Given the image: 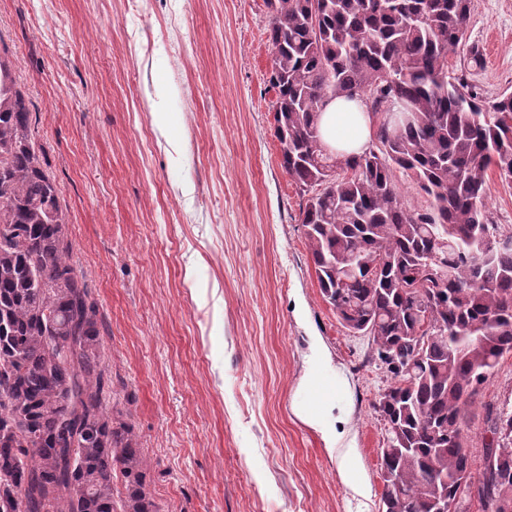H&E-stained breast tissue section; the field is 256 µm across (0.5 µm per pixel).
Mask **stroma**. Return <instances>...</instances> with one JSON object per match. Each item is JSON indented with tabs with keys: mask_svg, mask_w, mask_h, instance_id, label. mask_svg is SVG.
<instances>
[{
	"mask_svg": "<svg viewBox=\"0 0 512 512\" xmlns=\"http://www.w3.org/2000/svg\"><path fill=\"white\" fill-rule=\"evenodd\" d=\"M269 23L266 0H0L148 491L165 512H379L390 375L320 294L274 134ZM468 43L480 65L450 72L512 92V0H472ZM316 342L329 363L309 391ZM340 378L352 487L299 416ZM504 407L512 354L469 410L474 454Z\"/></svg>",
	"mask_w": 512,
	"mask_h": 512,
	"instance_id": "35a3bbf8",
	"label": "stroma"
}]
</instances>
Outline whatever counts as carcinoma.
<instances>
[{
  "label": "carcinoma",
  "instance_id": "cac0c4a2",
  "mask_svg": "<svg viewBox=\"0 0 512 512\" xmlns=\"http://www.w3.org/2000/svg\"><path fill=\"white\" fill-rule=\"evenodd\" d=\"M281 166L307 199L301 224L318 286L342 325L372 339L391 383L384 512H466L465 413L512 352V226L492 221L488 171L512 184V92L462 91L470 0H267ZM379 121L362 154L323 145L327 96ZM33 113L0 54V512H162L121 411L97 303L79 275ZM426 204L404 199L396 173ZM479 500L512 504V411L492 419Z\"/></svg>",
  "mask_w": 512,
  "mask_h": 512
}]
</instances>
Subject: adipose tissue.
Returning a JSON list of instances; mask_svg holds the SVG:
<instances>
[{
	"instance_id": "1",
	"label": "adipose tissue",
	"mask_w": 512,
	"mask_h": 512,
	"mask_svg": "<svg viewBox=\"0 0 512 512\" xmlns=\"http://www.w3.org/2000/svg\"><path fill=\"white\" fill-rule=\"evenodd\" d=\"M318 122L327 149L345 156L360 154L375 129L373 115L359 98L333 100L321 112Z\"/></svg>"
}]
</instances>
